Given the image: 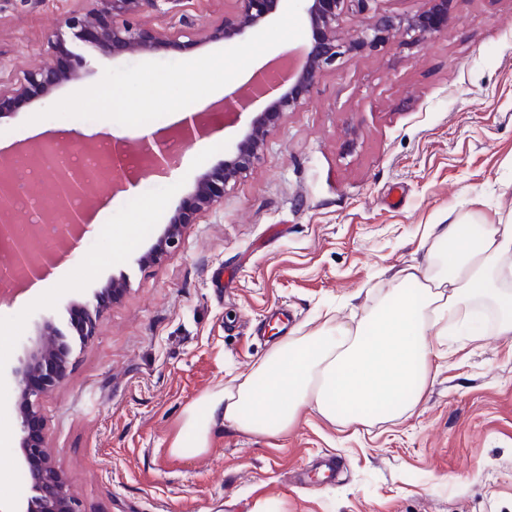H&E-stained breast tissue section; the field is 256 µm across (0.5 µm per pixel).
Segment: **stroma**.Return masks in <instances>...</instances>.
Returning a JSON list of instances; mask_svg holds the SVG:
<instances>
[{"mask_svg":"<svg viewBox=\"0 0 512 512\" xmlns=\"http://www.w3.org/2000/svg\"><path fill=\"white\" fill-rule=\"evenodd\" d=\"M426 0H371L369 16L409 17ZM88 0H0V87L43 59L46 37ZM232 0H159L142 30L171 39L150 53L190 61L231 48L191 39L222 27ZM77 74L51 95L0 99V159L58 138L134 139L107 119L32 122L105 69L141 63L91 43L57 50ZM238 127L215 117L179 163L117 194L93 187L86 233L44 273L47 287L0 290V362L17 363L40 316L69 328L76 304L123 283L74 344L66 382L41 403L55 463L84 512H512V337L445 343L448 366L400 423L340 429L302 407L277 436L210 424L205 451L188 410L250 371L282 337L312 331L321 312L358 316L424 262L427 225L468 215L512 221V0H453L447 27L351 51L322 73L307 104L273 129L255 168L182 230L177 252L152 256L199 175L224 159ZM143 264H136L138 256ZM14 382H0V475L15 471ZM185 453L171 454L175 440Z\"/></svg>","mask_w":512,"mask_h":512,"instance_id":"obj_1","label":"stroma"}]
</instances>
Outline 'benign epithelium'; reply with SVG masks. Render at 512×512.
I'll return each mask as SVG.
<instances>
[{"label":"benign epithelium","instance_id":"1","mask_svg":"<svg viewBox=\"0 0 512 512\" xmlns=\"http://www.w3.org/2000/svg\"><path fill=\"white\" fill-rule=\"evenodd\" d=\"M94 7L68 16L47 37V45L64 41L66 34L81 41H90L105 56L122 54L144 55L169 41L165 33L147 36L136 23V17L153 7L157 0H92ZM234 10L224 16V30L216 29L204 36L212 40L224 34L243 36L266 26L276 12L281 0H234ZM369 0H301L303 17L311 31V42L297 59L290 60L288 73L274 77L268 71L254 76L247 83L235 88L224 99L192 113L185 119L188 131H200L205 120L222 112L225 122L237 124L245 112L257 101L265 98L268 104L258 115L244 121L240 140L224 152V161L202 173L195 183L190 205L179 206L174 226L165 238L164 251L176 252L181 245V228L190 223V214L204 211L224 200L229 185L247 175L259 161L264 140L270 128L277 125L289 112H297L306 104L307 96L314 89L321 74L351 52L355 46L375 47L383 43L395 30H401L414 39H423L433 33L430 18L437 9H448V0H427L421 14L394 19L379 16L368 21L350 39L338 34L341 15L351 6L364 11ZM76 78V74L62 71L52 58H46L33 70L23 73L16 96L38 89L52 93L60 84ZM148 148L145 165L161 171L175 162L159 140L145 144ZM56 188L57 211L64 221L52 225L56 241L78 238L86 228L84 211L71 209V201L86 198L89 179L75 170L64 159L61 165L49 172ZM0 242L14 250V273L20 274L19 284H24L50 261L52 253L46 251L36 260L30 257L32 249L16 243L8 226L0 227ZM71 352L67 335L56 325L46 322L43 332L36 337L18 365L11 368V375L19 393L22 414L18 418L20 453L28 496L23 512H83L80 503L70 493L66 479L56 466L51 449L46 445V432L40 433L38 443H33L30 430L39 419L38 405L42 397L64 383L66 357Z\"/></svg>","mask_w":512,"mask_h":512}]
</instances>
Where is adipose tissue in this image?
I'll return each mask as SVG.
<instances>
[{
	"instance_id": "1",
	"label": "adipose tissue",
	"mask_w": 512,
	"mask_h": 512,
	"mask_svg": "<svg viewBox=\"0 0 512 512\" xmlns=\"http://www.w3.org/2000/svg\"><path fill=\"white\" fill-rule=\"evenodd\" d=\"M422 245L425 263L402 268L356 324L328 317L318 330L285 337L209 395L225 426L279 434L304 406L345 427L403 420L440 370L431 337L481 339L472 321L479 309L493 313L498 335L511 336L512 224H431Z\"/></svg>"
}]
</instances>
